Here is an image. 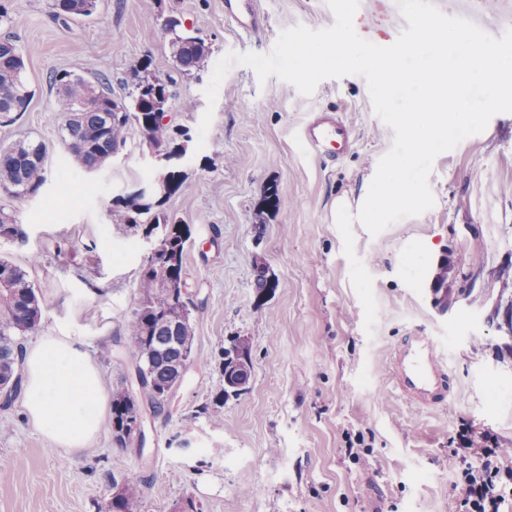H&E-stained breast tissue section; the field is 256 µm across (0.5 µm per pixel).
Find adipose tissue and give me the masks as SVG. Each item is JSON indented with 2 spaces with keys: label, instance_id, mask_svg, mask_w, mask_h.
I'll list each match as a JSON object with an SVG mask.
<instances>
[{
  "label": "adipose tissue",
  "instance_id": "1",
  "mask_svg": "<svg viewBox=\"0 0 512 512\" xmlns=\"http://www.w3.org/2000/svg\"><path fill=\"white\" fill-rule=\"evenodd\" d=\"M24 408L53 446L85 450L106 420L107 396L89 352V339L73 327L43 337L23 353Z\"/></svg>",
  "mask_w": 512,
  "mask_h": 512
}]
</instances>
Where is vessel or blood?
I'll return each instance as SVG.
<instances>
[{"label":"vessel or blood","mask_w":512,"mask_h":512,"mask_svg":"<svg viewBox=\"0 0 512 512\" xmlns=\"http://www.w3.org/2000/svg\"><path fill=\"white\" fill-rule=\"evenodd\" d=\"M224 18L245 34L262 24L257 0H224ZM299 137L308 153L325 163L340 160L354 144L351 123L333 111L311 115ZM388 373L399 397L422 410L443 405L452 394L432 337L418 331L405 336L393 349Z\"/></svg>","instance_id":"b4317fda"}]
</instances>
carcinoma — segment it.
<instances>
[{"mask_svg":"<svg viewBox=\"0 0 512 512\" xmlns=\"http://www.w3.org/2000/svg\"><path fill=\"white\" fill-rule=\"evenodd\" d=\"M97 0H54L56 17L89 16ZM164 26L172 34L171 52L180 74L193 77L204 70L211 55L210 46L199 37L180 30L174 17ZM152 62L141 61L133 70L135 89L129 103L110 93L111 81L102 75L92 82L68 70L53 73L50 86L57 90L65 106L61 124L62 139L83 169L101 168L126 144L127 131L138 129L143 142L154 144L173 157L183 152L184 127L162 123L174 80L151 69ZM25 62L14 37H0V124L11 123L25 112L31 100L24 81ZM48 154L39 141L24 138L0 147V189L11 197L24 199L37 195L46 182ZM186 174L171 169L151 196L135 193L111 199L109 212L119 224L138 228L150 236L159 232V248L149 267L141 271L140 301L125 324L138 344L140 395L125 386L112 391V424L124 419L145 400L152 413L165 411V393L177 389L185 372L179 367L193 354V302L182 292L184 245L187 235L164 210L166 200L182 186ZM0 233L22 243L26 234L16 220L0 210ZM253 288L260 298L274 289L265 265H254ZM41 319V306L28 272L0 258V392L4 402L21 387L22 339L34 331ZM231 347L224 348L223 372L234 373L248 381L252 369V345L249 338L236 336ZM141 493L140 485L128 483L122 488V501L108 505L107 512L133 509Z\"/></svg>","mask_w":512,"mask_h":512,"instance_id":"carcinoma-1","label":"carcinoma"}]
</instances>
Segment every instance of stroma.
Returning <instances> with one entry per match:
<instances>
[{
	"label": "stroma",
	"mask_w": 512,
	"mask_h": 512,
	"mask_svg": "<svg viewBox=\"0 0 512 512\" xmlns=\"http://www.w3.org/2000/svg\"><path fill=\"white\" fill-rule=\"evenodd\" d=\"M263 30L238 34L224 0H97L88 17L58 19L52 0H17L7 28L25 59L33 97L0 143L30 136L48 151L38 196L0 194V207L27 233L0 240V257L27 268L41 298L37 333L61 323L91 341L106 391L131 373L124 325L139 299L151 243L113 223V196L153 182L142 137L100 170L85 171L61 139L63 104L49 84L66 69L112 81L114 95L143 58L175 77L172 123L198 133L200 151L182 162L186 180L164 208L186 227L185 288L192 300L195 357L165 411L147 416L144 441L118 445L104 424L81 455L53 449L23 412L22 397L0 405V512H105L112 484L142 483L135 512H176L193 499L202 512H456L459 468L448 454L458 432L490 436L512 471V113L433 162L434 205L371 235L353 223L355 252L373 277V334L349 278L336 226L339 206L358 213L394 132L374 112L366 80L328 78L301 94L277 77L259 81L233 66L217 101L204 95L213 70L179 76L167 17L203 38L210 60L269 52L281 31L333 25L327 0H260ZM353 25L379 46L402 27L386 0H360ZM333 109L355 127L356 144L324 165L299 143L308 115ZM277 186L278 210L263 199ZM262 261L276 283L253 288ZM414 330L431 336L453 383L446 404L423 412L390 388L388 357ZM252 344V374L239 397L223 399L222 350L230 337Z\"/></svg>",
	"instance_id": "35a3bbf8"
}]
</instances>
